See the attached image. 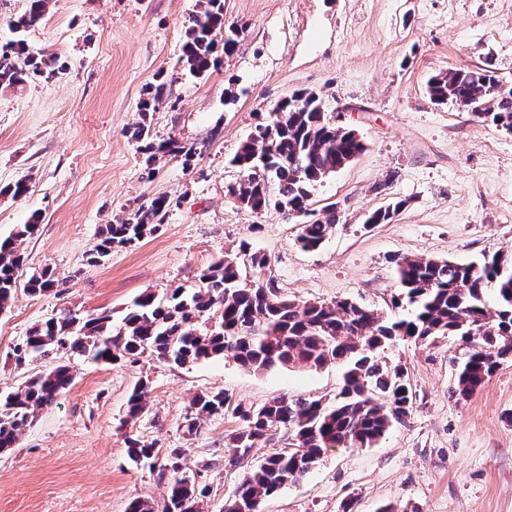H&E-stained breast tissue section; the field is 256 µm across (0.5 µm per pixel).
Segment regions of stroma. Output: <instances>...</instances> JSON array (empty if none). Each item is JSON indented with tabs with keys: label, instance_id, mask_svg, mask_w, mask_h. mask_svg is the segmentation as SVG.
Here are the masks:
<instances>
[{
	"label": "stroma",
	"instance_id": "stroma-1",
	"mask_svg": "<svg viewBox=\"0 0 512 512\" xmlns=\"http://www.w3.org/2000/svg\"><path fill=\"white\" fill-rule=\"evenodd\" d=\"M199 0H48L27 33L53 54L61 74L0 85V238L38 219L22 245L18 288L0 311V387H16L50 366L71 367L72 385L0 451V512H126L136 498L162 502L157 470L130 462L126 438L181 449L208 487L202 512H223L247 472L282 440L224 464L232 414L183 431L192 398L224 391L259 406L269 399L332 397L341 370L287 367L257 373L215 358L184 367L143 354L91 363L68 350L16 365L13 349L52 312L121 317L145 292L193 287L200 270L238 254H265L279 294L303 302L351 300L397 315L393 260L430 257L465 263L512 254V132L454 105L432 103L430 77L493 66L512 86V0H224L234 51L196 78L180 63ZM168 95L154 112L138 106L158 75ZM299 90L340 110L365 151L317 183L311 208L340 209L341 221L315 251L297 242L301 221L268 208L256 214L227 193L244 171L231 159L274 105ZM147 120L153 136L197 143L191 164L166 156L145 166L132 136ZM26 182L15 199L5 188ZM173 200L163 225L131 248L88 262L99 231L139 204ZM387 224L366 216L394 200ZM50 267L58 288L28 294L33 273ZM455 337L401 341L386 349L416 393L413 411L373 447L337 448L301 481L284 486L265 512H512V360L470 398L451 395ZM149 382V410L126 419V402Z\"/></svg>",
	"mask_w": 512,
	"mask_h": 512
}]
</instances>
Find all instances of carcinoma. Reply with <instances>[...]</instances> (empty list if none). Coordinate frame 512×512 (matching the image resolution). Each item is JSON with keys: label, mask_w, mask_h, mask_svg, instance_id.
Instances as JSON below:
<instances>
[{"label": "carcinoma", "mask_w": 512, "mask_h": 512, "mask_svg": "<svg viewBox=\"0 0 512 512\" xmlns=\"http://www.w3.org/2000/svg\"><path fill=\"white\" fill-rule=\"evenodd\" d=\"M47 0H28L26 10L13 21L18 37L0 44V85L13 86L35 76L52 78L60 73L52 54L29 48L23 33L43 18ZM224 38L217 39L218 33ZM238 31L224 28V0H202L199 15L186 30L183 67L190 74L206 76L237 44ZM502 81L490 67L458 69L429 80L428 93L438 104L470 98L479 93L495 98L490 120L512 132V87L502 92ZM166 83L140 105L142 116L162 103ZM278 104L266 121L256 125L233 163L248 172L247 178L229 189L243 207L255 212L274 206L309 213L312 187L338 168L356 159L365 146L353 130L336 125L326 112L322 96L299 90ZM142 143L147 165L174 155L190 163L197 147L171 138L155 140L141 122L133 132ZM171 201L152 199L99 233L100 241L90 262L99 265L114 248L135 246L160 225ZM405 205L399 200L375 210L369 219L387 224ZM324 219L301 225L297 237L304 249L319 247L340 221L336 204L323 207ZM38 230L37 222L22 224L14 236L0 241V311L8 305L25 263L22 243ZM254 279L243 277L238 258L226 257L206 269L200 285L176 288L159 298L141 295L118 326L112 314L86 317L67 311L55 313L33 327L14 349L20 364L29 356H45L58 348L69 349L94 362L112 363L126 356L147 353L156 360L184 366L224 354L255 372L283 366L320 368L337 364L343 369V386L334 398L276 396L261 406L234 402L224 391L205 392L192 400L193 411L183 431L197 434L201 420L231 413L236 429L224 436V464L235 466L246 459L245 451L259 442L281 435L285 448L249 471L224 504V512H251V504L265 503L282 487L300 481L334 448H369L413 408L414 392L407 372L382 357L398 340L426 342L439 336H457L467 351L456 361L451 393L466 400L480 389L499 366L512 359V258L502 253L484 255L467 263L424 257L394 259L401 290L395 307H407V315L389 320L377 312L343 300L332 304L300 305L279 295L272 280L264 279L268 261L249 243L240 245ZM53 271L44 269L27 282L32 295L58 287ZM72 383L69 366L58 364L27 380L23 386L0 389V450L15 446L23 428L44 408L52 405ZM148 386L133 389L127 418L134 421L148 410ZM127 456L136 463L158 467L167 481V495L160 504L134 499L127 512H187L207 494L182 464L179 449L164 457L154 442L127 437ZM163 464L156 465L158 459Z\"/></svg>", "instance_id": "obj_1"}]
</instances>
